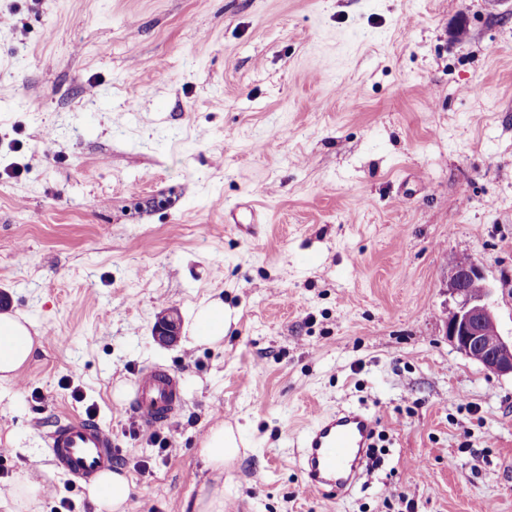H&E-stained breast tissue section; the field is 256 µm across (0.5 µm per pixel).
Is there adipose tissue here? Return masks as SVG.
I'll list each match as a JSON object with an SVG mask.
<instances>
[{"label": "adipose tissue", "mask_w": 512, "mask_h": 512, "mask_svg": "<svg viewBox=\"0 0 512 512\" xmlns=\"http://www.w3.org/2000/svg\"><path fill=\"white\" fill-rule=\"evenodd\" d=\"M232 320L231 310L221 300L202 301L195 308L191 337L199 345L218 344ZM40 345L35 325L26 315L11 309L0 311V384L14 382ZM243 445L238 428L220 422L201 438L198 454L205 468L220 472L239 457Z\"/></svg>", "instance_id": "ef3b65f1"}]
</instances>
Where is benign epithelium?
I'll list each match as a JSON object with an SVG mask.
<instances>
[{"instance_id":"7a95c632","label":"benign epithelium","mask_w":512,"mask_h":512,"mask_svg":"<svg viewBox=\"0 0 512 512\" xmlns=\"http://www.w3.org/2000/svg\"><path fill=\"white\" fill-rule=\"evenodd\" d=\"M481 283L483 291L475 296L470 284ZM448 289L458 298L453 320L445 325V334L455 349L497 376H512V339H505L498 328L493 289L478 266L466 260L455 261L448 270ZM180 332L178 316L169 312L155 324L154 336L162 344L174 343Z\"/></svg>"}]
</instances>
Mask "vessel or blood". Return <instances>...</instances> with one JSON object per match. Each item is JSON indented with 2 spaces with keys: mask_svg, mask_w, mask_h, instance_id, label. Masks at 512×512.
<instances>
[{
  "mask_svg": "<svg viewBox=\"0 0 512 512\" xmlns=\"http://www.w3.org/2000/svg\"><path fill=\"white\" fill-rule=\"evenodd\" d=\"M132 406L150 429L167 426L182 406L181 381L162 369L140 373L132 384ZM377 417L360 407L316 419L300 437L304 488L330 499L355 488L371 448ZM48 460L74 485L94 481L114 465L112 434L94 419L72 414L57 421L45 436Z\"/></svg>",
  "mask_w": 512,
  "mask_h": 512,
  "instance_id": "obj_1",
  "label": "vessel or blood"
}]
</instances>
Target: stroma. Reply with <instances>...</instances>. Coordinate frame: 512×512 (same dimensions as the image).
Instances as JSON below:
<instances>
[{
	"instance_id": "35a3bbf8",
	"label": "stroma",
	"mask_w": 512,
	"mask_h": 512,
	"mask_svg": "<svg viewBox=\"0 0 512 512\" xmlns=\"http://www.w3.org/2000/svg\"><path fill=\"white\" fill-rule=\"evenodd\" d=\"M456 258L512 336V0H0V290L43 335L0 387V490L47 481L36 512H96L43 444L87 413L135 512H197L228 418L224 512H512V378L444 334ZM213 298L236 321L190 346ZM151 366L183 389L163 451L130 430ZM347 406L385 447L329 502L295 440ZM180 332V321L174 312L161 316L155 324L154 336L159 343L169 345L174 343ZM240 425L233 427L229 423L220 422L211 426L200 440L198 454L206 469L224 473V467L236 460L240 447H246L240 435Z\"/></svg>"
}]
</instances>
